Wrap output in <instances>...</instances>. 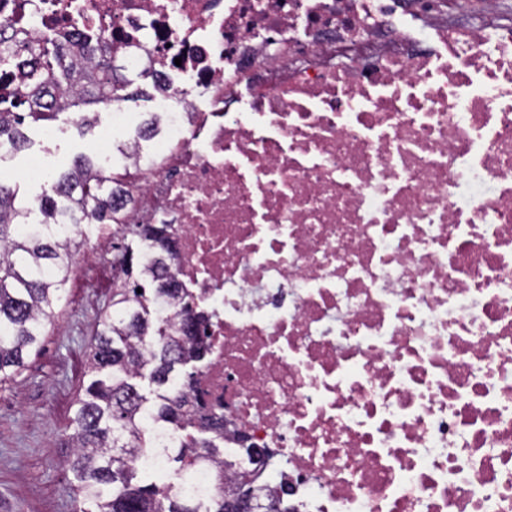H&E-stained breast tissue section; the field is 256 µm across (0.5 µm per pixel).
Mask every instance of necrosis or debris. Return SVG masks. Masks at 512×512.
Instances as JSON below:
<instances>
[{
	"label": "necrosis or debris",
	"instance_id": "obj_1",
	"mask_svg": "<svg viewBox=\"0 0 512 512\" xmlns=\"http://www.w3.org/2000/svg\"><path fill=\"white\" fill-rule=\"evenodd\" d=\"M159 83L117 195L203 304L224 447L290 512H512V22L498 0H0L32 45Z\"/></svg>",
	"mask_w": 512,
	"mask_h": 512
}]
</instances>
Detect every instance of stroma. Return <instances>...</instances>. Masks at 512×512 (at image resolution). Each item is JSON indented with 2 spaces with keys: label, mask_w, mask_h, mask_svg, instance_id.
Here are the masks:
<instances>
[{
  "label": "stroma",
  "mask_w": 512,
  "mask_h": 512,
  "mask_svg": "<svg viewBox=\"0 0 512 512\" xmlns=\"http://www.w3.org/2000/svg\"><path fill=\"white\" fill-rule=\"evenodd\" d=\"M77 118L65 112L49 125L28 124L26 151L0 157V169L21 164L30 152L47 155L55 171L89 155L99 131L80 129ZM115 257L108 250L100 264L76 261L66 303L40 352L0 386V512H74L75 478L65 465L73 451L71 420L100 308L111 294L100 273Z\"/></svg>",
  "instance_id": "obj_1"
}]
</instances>
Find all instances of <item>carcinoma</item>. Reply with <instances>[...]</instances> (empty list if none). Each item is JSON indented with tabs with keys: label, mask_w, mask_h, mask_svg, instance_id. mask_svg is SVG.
<instances>
[{
	"label": "carcinoma",
	"mask_w": 512,
	"mask_h": 512,
	"mask_svg": "<svg viewBox=\"0 0 512 512\" xmlns=\"http://www.w3.org/2000/svg\"><path fill=\"white\" fill-rule=\"evenodd\" d=\"M40 71L69 80L73 64L58 46L39 52ZM88 82L63 91L56 107L43 101L33 82L20 112H0V144L25 148V119L48 122L82 109L93 100L127 101L107 58L87 69ZM119 176L82 157L57 177L37 205L17 201L16 191L0 182V385L14 381L26 358L40 350L63 301L74 265L77 239L64 226L93 220L112 225V238L139 239L156 251L146 264L139 258L112 284L88 353V382L71 421L74 452L68 465L76 485L75 512H225V492L245 472H235L216 497L202 500L186 488L192 473L210 463L224 466V414L193 395L209 351L201 335L204 320L194 297L177 287L167 227L117 224L112 194ZM38 213L35 223L29 222ZM180 303L178 323L163 316ZM177 440L166 449L173 465L168 478L147 473L140 460L157 448L162 434ZM259 512H288L280 495L253 486Z\"/></svg>",
	"instance_id": "cac0c4a2"
}]
</instances>
